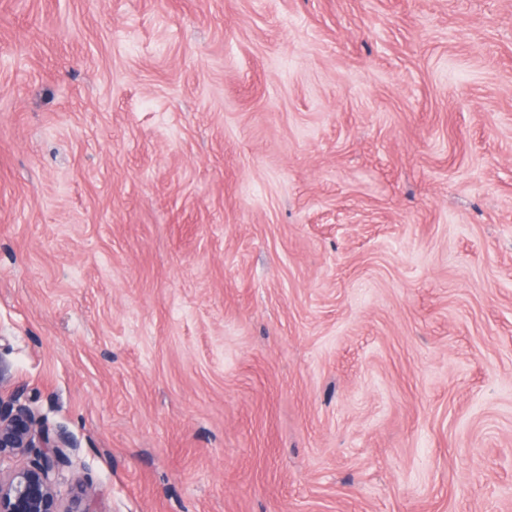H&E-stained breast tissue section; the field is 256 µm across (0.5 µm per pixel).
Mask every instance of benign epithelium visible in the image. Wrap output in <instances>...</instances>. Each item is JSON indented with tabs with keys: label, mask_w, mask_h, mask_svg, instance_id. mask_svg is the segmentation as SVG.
<instances>
[{
	"label": "benign epithelium",
	"mask_w": 512,
	"mask_h": 512,
	"mask_svg": "<svg viewBox=\"0 0 512 512\" xmlns=\"http://www.w3.org/2000/svg\"><path fill=\"white\" fill-rule=\"evenodd\" d=\"M22 394L0 396V459L20 452L32 455L29 466L0 477V512H61L55 475L69 464L67 437L36 420Z\"/></svg>",
	"instance_id": "7a95c632"
}]
</instances>
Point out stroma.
<instances>
[{"mask_svg":"<svg viewBox=\"0 0 512 512\" xmlns=\"http://www.w3.org/2000/svg\"><path fill=\"white\" fill-rule=\"evenodd\" d=\"M0 364L63 512H512V0H0Z\"/></svg>","mask_w":512,"mask_h":512,"instance_id":"obj_1","label":"stroma"}]
</instances>
